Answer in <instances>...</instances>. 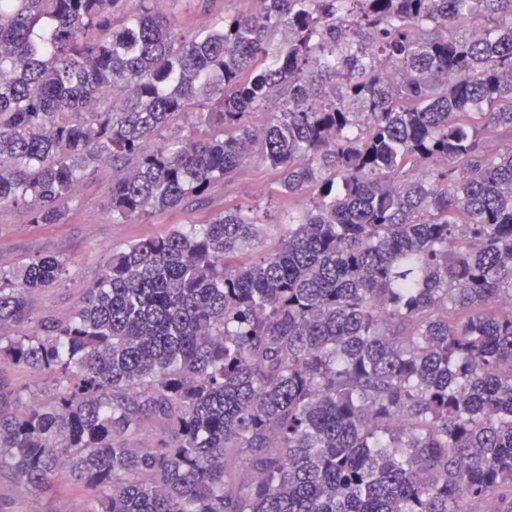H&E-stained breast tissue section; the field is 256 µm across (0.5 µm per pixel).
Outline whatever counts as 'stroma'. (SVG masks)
<instances>
[{
  "mask_svg": "<svg viewBox=\"0 0 512 512\" xmlns=\"http://www.w3.org/2000/svg\"><path fill=\"white\" fill-rule=\"evenodd\" d=\"M252 7L253 0H174L168 10L184 30L198 32L213 26L221 16L247 12ZM112 174L111 165H102L95 177L82 185L63 224H33L24 210L0 209V265L46 253L66 258L72 265L67 280L33 295L31 305L36 316L53 319L69 315L85 289L99 280L112 252L180 225L202 223L223 211L225 200L261 217L259 233L250 248L257 256L277 246L287 219L281 208H267V199L276 187L275 176L257 159L246 162L232 181L219 184L206 202H190L124 223L113 222L102 208ZM83 498L82 489L64 475L52 491L40 496L16 483L8 472L0 471V512H78Z\"/></svg>",
  "mask_w": 512,
  "mask_h": 512,
  "instance_id": "1",
  "label": "stroma"
}]
</instances>
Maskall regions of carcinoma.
Returning <instances> with one entry per match:
<instances>
[{"instance_id":"obj_1","label":"carcinoma","mask_w":512,"mask_h":512,"mask_svg":"<svg viewBox=\"0 0 512 512\" xmlns=\"http://www.w3.org/2000/svg\"><path fill=\"white\" fill-rule=\"evenodd\" d=\"M158 2L0 0V209L63 224L110 164L138 220L253 155L309 205L257 258L227 204L132 243L63 319L66 260L0 266L44 381L0 389V469L83 512H512V0ZM252 0H181L166 5L185 31L198 32L213 26L224 14L253 10Z\"/></svg>"}]
</instances>
